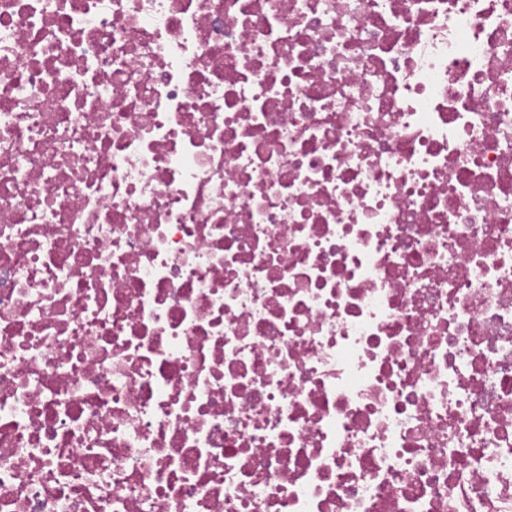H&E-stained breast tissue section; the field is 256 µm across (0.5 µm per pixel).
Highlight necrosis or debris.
<instances>
[{
    "instance_id": "obj_1",
    "label": "necrosis or debris",
    "mask_w": 512,
    "mask_h": 512,
    "mask_svg": "<svg viewBox=\"0 0 512 512\" xmlns=\"http://www.w3.org/2000/svg\"><path fill=\"white\" fill-rule=\"evenodd\" d=\"M0 512H512V0H0Z\"/></svg>"
}]
</instances>
